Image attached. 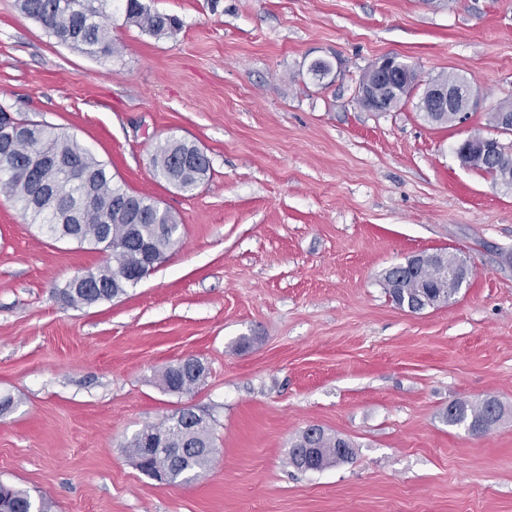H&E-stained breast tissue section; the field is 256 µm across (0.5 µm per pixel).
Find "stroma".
Here are the masks:
<instances>
[{
    "mask_svg": "<svg viewBox=\"0 0 512 512\" xmlns=\"http://www.w3.org/2000/svg\"><path fill=\"white\" fill-rule=\"evenodd\" d=\"M144 2L180 31L114 7L103 60L0 0V105L74 138L181 228L126 295L70 307L61 289L104 255L0 193V483L52 512H512V184L456 154L497 135L490 114L512 98V0ZM386 55L423 83L462 76L478 107L447 124L415 94L368 111L359 79ZM316 60L332 66L320 84ZM172 137L210 159L193 192L152 174ZM440 250L470 263L455 301L398 308L385 270ZM188 357L205 378L163 390ZM489 396L505 415L488 433L442 417ZM188 406L214 417L216 459L170 487L126 442ZM311 426L353 458L290 465ZM123 2V10L127 21L153 35H176L180 30V23L168 14L152 12L142 0H119ZM203 375L193 373L192 368L183 366V360L166 366L160 375L163 389L167 392L188 394L201 381Z\"/></svg>",
    "mask_w": 512,
    "mask_h": 512,
    "instance_id": "stroma-1",
    "label": "stroma"
}]
</instances>
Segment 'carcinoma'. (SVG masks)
Segmentation results:
<instances>
[{"label": "carcinoma", "mask_w": 512, "mask_h": 512, "mask_svg": "<svg viewBox=\"0 0 512 512\" xmlns=\"http://www.w3.org/2000/svg\"><path fill=\"white\" fill-rule=\"evenodd\" d=\"M127 21L153 35L174 36L180 30L178 20L168 14L154 12L142 0H121ZM20 10L40 22L55 39L78 47L85 52L109 58L115 53L107 24L112 0H18ZM19 134L8 153L0 152V190L17 198L25 217L31 223L46 226L59 238L88 244L106 254V261L96 271L83 276L94 284L89 289L76 288L68 282L60 291V298L73 307L91 306L110 301L126 293L136 283L126 279V273L147 261L159 265L167 253L180 242V225L171 213L160 207L152 197L133 193L114 183L108 164L81 148L70 136L55 131L47 122L15 119ZM199 148L188 141L171 139L158 145L152 156L155 174L183 192L189 193L202 183L210 172V161H201L191 167L180 166V158L191 156ZM60 155L75 160L81 173L89 177L86 202L73 216L60 223L53 222L58 205L72 198L77 191L79 174L64 169L45 170L42 182L33 181L32 162L37 155ZM470 165L494 178L503 170L512 168V147L495 159L471 161ZM143 212L150 218L147 224H131L127 217ZM437 279V271L424 269L416 273L386 270L383 286L392 302L408 311L419 312L426 302L448 304L458 293L457 282L441 281L439 287L427 284ZM167 392L188 394L201 376L179 361L166 366L160 375ZM500 406L494 397L480 401L456 400L443 413L450 425H463L479 434L491 430L502 418L492 408ZM192 408H180L158 425H147L134 434L126 448L136 465L153 477L161 472L165 482L177 486L206 468L215 455L213 428L215 419L194 413ZM152 440L157 448L144 451L145 441ZM306 435L291 445L289 463L297 469L322 470L352 458L353 445L348 440L320 431L311 442L308 455H300ZM0 512H50V504L43 497H34L28 491L0 484Z\"/></svg>", "instance_id": "cac0c4a2"}]
</instances>
